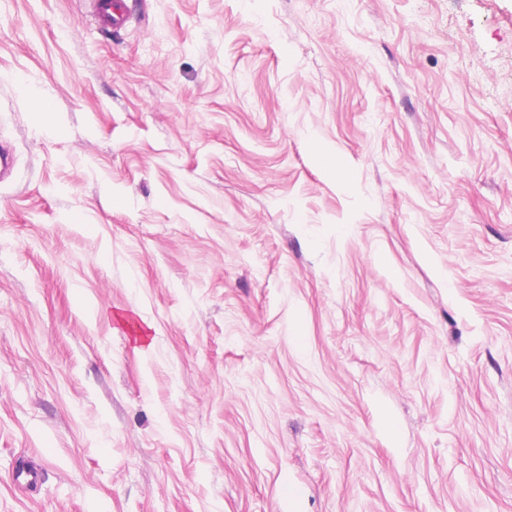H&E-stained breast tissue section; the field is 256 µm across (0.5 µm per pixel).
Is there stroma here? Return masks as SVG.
<instances>
[{"label": "stroma", "instance_id": "stroma-1", "mask_svg": "<svg viewBox=\"0 0 512 512\" xmlns=\"http://www.w3.org/2000/svg\"><path fill=\"white\" fill-rule=\"evenodd\" d=\"M126 4L0 0V512H512V0ZM123 0H91L90 7L97 23L107 29H121L128 22Z\"/></svg>", "mask_w": 512, "mask_h": 512}]
</instances>
